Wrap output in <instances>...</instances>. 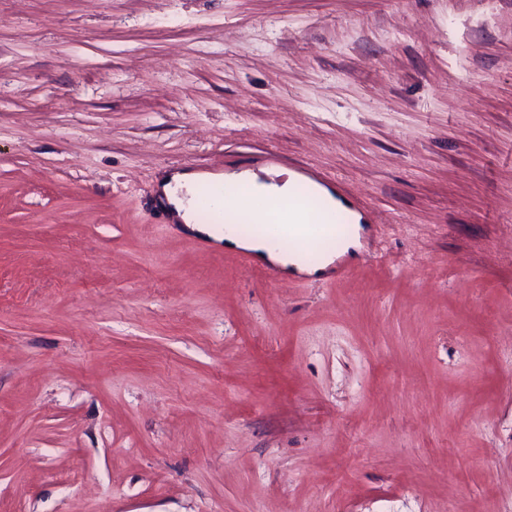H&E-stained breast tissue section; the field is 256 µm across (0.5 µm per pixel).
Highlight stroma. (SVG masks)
Instances as JSON below:
<instances>
[{"mask_svg":"<svg viewBox=\"0 0 512 512\" xmlns=\"http://www.w3.org/2000/svg\"><path fill=\"white\" fill-rule=\"evenodd\" d=\"M287 169L347 270L181 232ZM512 0H0V512H512ZM268 179L261 178L252 170L224 173H197L176 172L166 175L161 181V194L172 216L184 225V228L196 235L207 237L217 245L223 242L225 246L245 249L253 252L255 257L263 262L277 264L285 270L307 273L313 275L326 269L336 258L337 254L346 253L350 247H355L358 237V224L360 216L348 209L341 201L324 186L311 180L290 174L285 180H276L279 172H266ZM303 181L311 186L313 195L319 200L320 205L313 208L308 202L303 201L298 206L290 203L295 196V188ZM206 184L212 187L223 186L233 189L236 196L232 210L238 216L245 217L250 224H266L270 217V224L266 225V232L272 234L279 242L317 241L326 232L325 224L336 222V214L347 219L350 224H356L355 233L344 239L338 249L325 251L316 264H309L304 257L303 248L283 250L274 246L266 239L243 237L238 233L236 226L231 224H200L197 221L199 189ZM279 201L288 202V209L292 211V219L295 224L288 221V209L277 205L273 213L263 207ZM315 220L318 223H309Z\"/></svg>","mask_w":512,"mask_h":512,"instance_id":"obj_1","label":"stroma"}]
</instances>
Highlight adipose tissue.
I'll return each instance as SVG.
<instances>
[{"label":"adipose tissue","instance_id":"ef3b65f1","mask_svg":"<svg viewBox=\"0 0 512 512\" xmlns=\"http://www.w3.org/2000/svg\"><path fill=\"white\" fill-rule=\"evenodd\" d=\"M299 175L278 180L264 179L251 170L224 173L176 172L166 175L161 181V194L172 216L185 229L193 234L208 238L214 243L228 247L245 249L253 252L263 262L281 266L284 269L315 274L326 269L335 259L337 253L347 252L355 244L354 238H346L338 250L326 251L318 263H308L303 248L284 250L274 246L261 237L247 238L238 233L236 226L230 224H201L197 221L199 189L206 184L233 189L236 200L233 205L237 215L245 217L249 223H266L269 216L268 205L283 201L293 202L295 189L301 183ZM313 195L318 199V206L309 203L295 204L292 219L299 224L317 221L323 224L335 223L337 218H344L349 223H359L360 217L348 209L324 186L312 184Z\"/></svg>","mask_w":512,"mask_h":512}]
</instances>
